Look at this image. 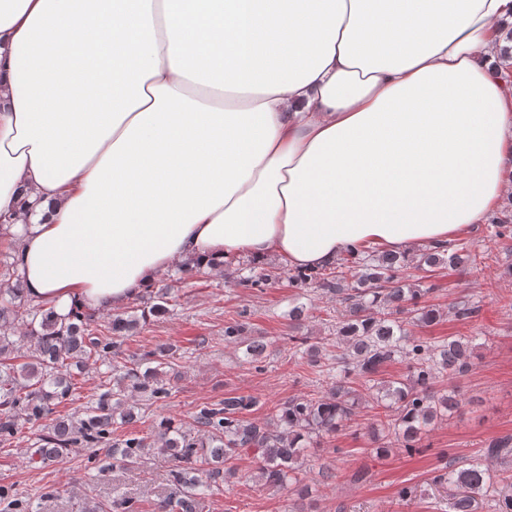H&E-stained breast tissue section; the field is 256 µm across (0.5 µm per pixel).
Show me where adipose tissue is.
Returning <instances> with one entry per match:
<instances>
[{"instance_id":"adipose-tissue-1","label":"adipose tissue","mask_w":512,"mask_h":512,"mask_svg":"<svg viewBox=\"0 0 512 512\" xmlns=\"http://www.w3.org/2000/svg\"><path fill=\"white\" fill-rule=\"evenodd\" d=\"M512 0H0V213L67 314L181 260L319 268L512 194Z\"/></svg>"}]
</instances>
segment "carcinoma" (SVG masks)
<instances>
[{
	"label": "carcinoma",
	"instance_id": "obj_1",
	"mask_svg": "<svg viewBox=\"0 0 512 512\" xmlns=\"http://www.w3.org/2000/svg\"><path fill=\"white\" fill-rule=\"evenodd\" d=\"M491 236L512 239V215L505 214L489 225ZM356 270L355 282L347 280L345 264L288 276L297 288L313 286L336 296L343 305L336 335L346 341V352L336 356V377L318 397H293L279 404L277 424L258 425L246 418L256 406L251 395L227 396L223 401L200 406L194 425L172 419L154 423L149 431H117L134 420L136 398L158 401L168 396L163 383L171 352L158 347L128 361L119 360L116 339L136 329L148 314H167L170 289L148 291V310L128 311L100 320L75 308L67 315L28 300L15 262L0 260V444L13 437L21 423H35L55 412L75 390L68 368L84 369L89 360L112 354V386L77 416H57L39 435L31 458L55 461L75 446L106 448L112 466L126 469L152 450L169 456L168 493L156 512H199L202 499L212 493L219 477H231L230 464L252 453L254 478L261 486L302 496V475L308 458L323 440L353 420L360 397L353 383L360 380L372 390L377 406L388 412L386 441L375 447L387 454L396 447L419 450L423 436L442 417L458 407L454 392L433 387L437 376L460 374L469 369L472 347L463 337L440 344H426L407 333L401 315L429 324L439 311L421 304L427 288L405 283L408 257L364 247L349 256ZM477 264V255L464 243L429 247L416 260L420 270L442 265L466 267ZM239 276L244 288H264L272 280L269 270L256 260L247 263ZM239 321L224 325V340L243 347L249 363L258 362L266 350L261 338L244 336ZM395 359L405 362L403 378L380 376L382 367ZM496 459L501 473L486 463ZM512 469V436L491 442L484 458L447 465L433 483L448 490V512H477L486 503L491 512H512V483L505 473Z\"/></svg>",
	"mask_w": 512,
	"mask_h": 512
}]
</instances>
